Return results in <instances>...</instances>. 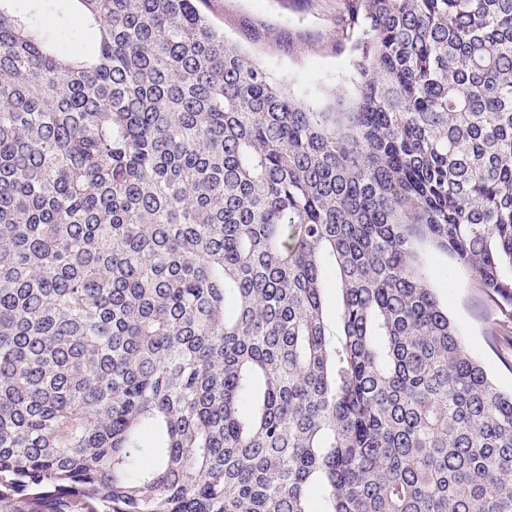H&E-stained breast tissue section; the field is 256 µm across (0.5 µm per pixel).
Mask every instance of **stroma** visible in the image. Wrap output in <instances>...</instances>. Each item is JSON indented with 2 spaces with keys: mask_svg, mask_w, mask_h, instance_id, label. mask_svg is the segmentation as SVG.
<instances>
[{
  "mask_svg": "<svg viewBox=\"0 0 512 512\" xmlns=\"http://www.w3.org/2000/svg\"><path fill=\"white\" fill-rule=\"evenodd\" d=\"M9 6L22 18L61 32L66 46L92 41L90 32L78 27L73 0H10ZM339 9L340 0H208L206 4L207 13L228 39L245 42L248 28L269 33L271 42H246L248 50L292 93L320 107L329 103L330 93L342 94L350 87L348 57L329 48ZM434 286L489 375L502 390L511 391L512 371L501 359L512 356V329L499 331L496 348L485 345L482 302L453 260H439Z\"/></svg>",
  "mask_w": 512,
  "mask_h": 512,
  "instance_id": "obj_1",
  "label": "stroma"
}]
</instances>
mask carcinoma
Instances as JSON below:
<instances>
[{"mask_svg": "<svg viewBox=\"0 0 512 512\" xmlns=\"http://www.w3.org/2000/svg\"><path fill=\"white\" fill-rule=\"evenodd\" d=\"M76 2L68 50L0 6V512H512L431 263L494 345L512 0H345L324 108L206 0Z\"/></svg>", "mask_w": 512, "mask_h": 512, "instance_id": "cac0c4a2", "label": "carcinoma"}]
</instances>
